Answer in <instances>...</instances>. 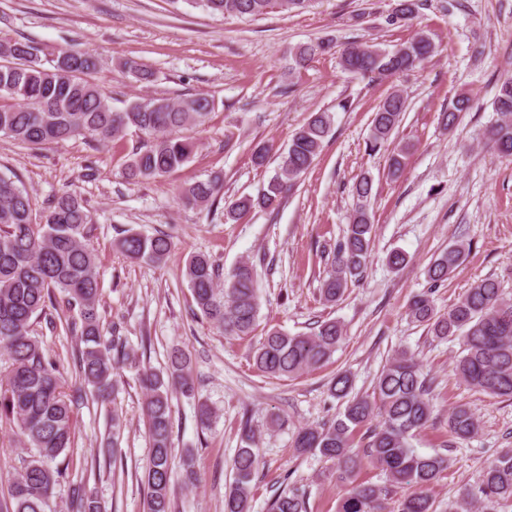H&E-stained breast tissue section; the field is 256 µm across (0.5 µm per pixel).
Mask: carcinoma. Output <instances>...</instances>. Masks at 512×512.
<instances>
[{
  "label": "carcinoma",
  "instance_id": "cac0c4a2",
  "mask_svg": "<svg viewBox=\"0 0 512 512\" xmlns=\"http://www.w3.org/2000/svg\"><path fill=\"white\" fill-rule=\"evenodd\" d=\"M206 11L223 17H255L274 8L299 11L309 0H193ZM420 0H397L391 20L408 19ZM333 41L318 39L292 51L295 66L304 67L331 51ZM435 53L432 39L418 33L392 49L351 41L339 53L344 71L384 80L417 68ZM124 68L135 81L149 83L154 73L136 60ZM93 58L79 51L57 54L50 66L42 65L38 49L28 41L0 42V137L16 144L41 148L76 137L105 144L129 131L147 137L131 153L126 174L132 179H157L183 167L197 151V143L181 135L205 124L215 107L203 96L169 98L135 97L116 109L100 86L87 79ZM496 122L485 132L486 145L501 157H512V77L502 81L494 101ZM473 108L471 97L459 94L450 110L442 113L449 130L460 115ZM407 109V99L393 91L373 114L370 148L381 147L397 129ZM330 112H313L292 136L282 156L279 173L255 198L244 196L232 204L225 218L237 220L253 208L274 211L318 157L333 127ZM221 178L196 181L180 190L186 207L212 206L221 190ZM372 179L364 176L354 185L358 205L343 239L338 242L323 279L320 296L326 303L339 301L349 283L357 279L369 255L372 218L365 201L372 194ZM90 212L71 193L53 198L45 214L34 209L28 190L15 176L0 173V348L11 361L0 379V421L16 426L37 454L24 460L14 473L5 512H45L54 487L66 469L50 462L72 446L81 389L69 394L54 361L34 336L33 325L42 317L52 326L64 322L76 333L74 374L79 384L94 391L96 402L110 400L116 386L114 344L104 339L99 311V273L93 251L86 243ZM132 262L161 264L172 252V241L160 233L146 236L134 230L113 243ZM471 250L457 240L428 265L430 288L414 295L408 315L428 332L445 339L459 336L462 351L455 374L466 386L492 398L512 399V299L498 283L486 278L472 284L450 306L437 311L433 288L448 280ZM183 276L203 318L226 336H249L257 326L260 303L254 284V264L241 259L229 276L205 254L185 261ZM76 312L78 321L70 320ZM343 338L336 320H325L310 334L290 335L267 330L253 354L255 368L272 378H294L329 362ZM144 411L148 419L151 451L145 471L147 512H171V395L194 390L191 358L180 348L168 353L165 372H143ZM433 381L423 375L416 356L397 352L383 367L372 393L350 396V375L339 372L332 380L333 394L345 400L340 417L319 427H302L294 437L300 455L317 453L338 466V479L348 486L338 512H381L383 489L357 480L362 457L381 469L391 485L404 490L399 512H435L430 486L449 467L441 454H421L412 439L429 422V395ZM364 456L352 451L354 432L375 417ZM448 428L460 440L474 437L479 421L464 406L448 412ZM254 432L245 427L241 447L233 459L234 482L224 495V512H250L251 481L258 465ZM512 507V448L501 449L483 469L475 485L460 497L457 512H505ZM68 512H99L97 502L82 484L70 487ZM298 490L279 494L272 512H302Z\"/></svg>",
  "mask_w": 512,
  "mask_h": 512
}]
</instances>
